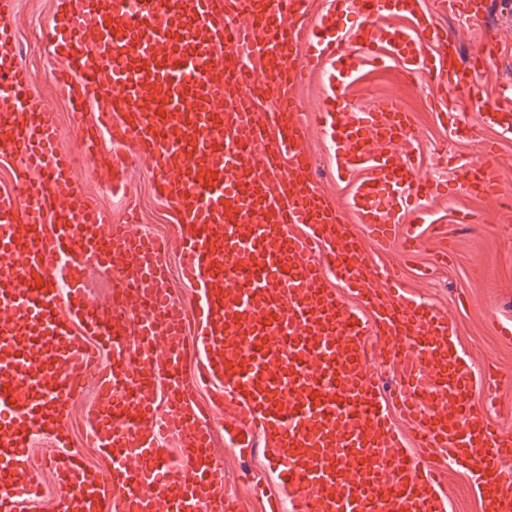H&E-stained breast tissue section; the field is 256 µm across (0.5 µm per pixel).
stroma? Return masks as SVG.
Returning <instances> with one entry per match:
<instances>
[{"label": "stroma", "mask_w": 512, "mask_h": 512, "mask_svg": "<svg viewBox=\"0 0 512 512\" xmlns=\"http://www.w3.org/2000/svg\"><path fill=\"white\" fill-rule=\"evenodd\" d=\"M54 8V0H16V48L21 63L36 76V96L56 115L58 148L75 151L74 121L55 79L62 61L54 54L49 40ZM441 23L454 34L462 55H470L488 39L498 41L504 51L512 52V21L492 16L485 23L474 24L461 17L447 16ZM341 92L349 107L357 111L370 110L384 98L403 104L416 127V138L408 148L420 173L435 179L452 180L457 166L476 160L482 142L497 141L496 175L502 194L512 196V137L498 135L496 130L480 125L473 105L451 101V108L468 124L469 134L461 139L449 138L432 110L429 86L397 61L363 66ZM296 94L306 107L307 147L313 157L316 182L344 210L349 222L357 223L351 193L355 184L368 179L373 171L365 168L348 177L338 174L336 155L316 122L321 85L309 81L298 86ZM128 191L142 225L152 233L166 234L170 213L156 198L149 166L142 160H135L128 169ZM460 211L476 215L477 223L456 222ZM501 211L495 198L462 193L434 198L418 252L406 257L400 244L395 243L381 248L379 262L399 272L406 292L447 315L460 350L475 369L495 366L502 371V378L485 379L479 393L496 400L493 420L504 430L512 431V341L503 340L494 327L495 320L512 321V217H502ZM216 452L223 458L224 477L239 494L244 512H256L245 475L266 472L267 458L258 453L243 459L222 443L217 445ZM441 478V491L450 503V512H484L468 472L446 468Z\"/></svg>", "instance_id": "1"}]
</instances>
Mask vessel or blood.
Segmentation results:
<instances>
[{"label": "vessel or blood", "instance_id": "1", "mask_svg": "<svg viewBox=\"0 0 512 512\" xmlns=\"http://www.w3.org/2000/svg\"><path fill=\"white\" fill-rule=\"evenodd\" d=\"M390 4L332 0L313 23L311 0H56L50 39L75 137L113 190H126L129 158L148 162L174 218L160 241L134 219L108 223L73 180V157L55 148L54 115L16 53L15 0H0V160L12 165L0 189V512H34L41 442L59 476L57 512H238L213 448L217 411L230 445L271 458L263 512H448L434 477L442 461L466 464L486 512H512L501 468L512 434L476 400L477 375L450 345L447 318L379 270L373 250L447 188L420 177L410 152L374 153L379 141L412 142L408 112L393 101L350 112L334 85L385 46L433 98L467 95L502 134H512V88L482 95L497 44L461 60L423 0L404 10L412 30L378 28ZM439 6L486 18L484 0ZM350 14L355 25H342ZM421 40L432 55L414 51ZM354 42L361 58L347 50ZM319 68L318 120L337 168L375 171L355 193L361 237L318 188L305 149L294 90ZM494 159L482 146L458 187L498 195ZM173 254L192 290L185 301L170 289ZM93 266L115 272L110 304L86 295ZM329 273L362 310L326 286ZM376 357L396 373L393 391ZM89 387L85 441L99 467L64 434L72 399ZM396 412L424 456L408 451Z\"/></svg>", "mask_w": 512, "mask_h": 512}]
</instances>
